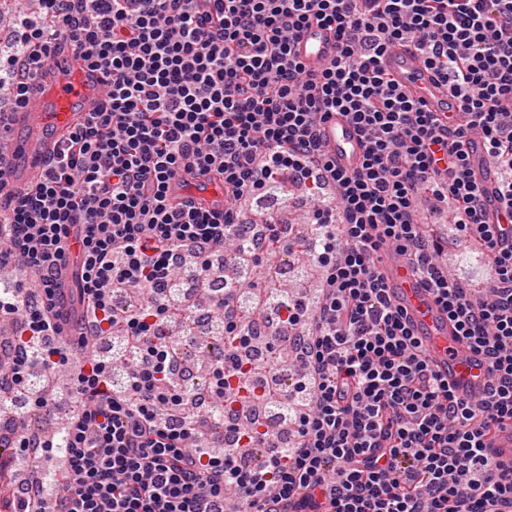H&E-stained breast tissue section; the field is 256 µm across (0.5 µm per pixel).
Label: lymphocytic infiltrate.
Returning a JSON list of instances; mask_svg holds the SVG:
<instances>
[{
  "label": "lymphocytic infiltrate",
  "instance_id": "lymphocytic-infiltrate-1",
  "mask_svg": "<svg viewBox=\"0 0 512 512\" xmlns=\"http://www.w3.org/2000/svg\"><path fill=\"white\" fill-rule=\"evenodd\" d=\"M21 19L17 47L0 50L10 109L29 106L35 81L65 49L101 71L105 100L43 164L26 191L7 190L0 155V265H21L35 288L0 292V321L18 342L0 349V439L18 454L32 445L13 430L14 397L54 407L31 391L30 366L50 370L84 357L72 377L82 406L60 448L65 512H512V459L486 438L512 423V223L484 219L482 190L463 149L480 135L498 171V200L512 215V0H38ZM334 29L336 56L310 71L295 43L310 23ZM408 42L459 98L467 122L444 124L386 77L382 57ZM346 115L366 140L346 174L321 148L319 131ZM214 174L224 209L170 202L179 171ZM292 177L310 195L334 187L335 203L312 213L315 237L283 241L279 224L243 223L241 199ZM450 206L461 238L485 249L492 279L475 296L437 261L424 197ZM81 242L70 272L71 239ZM272 270L298 250L317 272L316 306L255 298L250 313L225 309L237 280L212 290L228 243ZM409 260L456 321L490 379L477 400L458 398L429 365L377 266L385 250ZM190 270L206 307L176 305L175 274ZM144 294L116 309L117 289ZM283 305L303 370L292 393L258 390L249 356L253 318ZM224 317V358L209 370L213 402L200 408L180 381L183 346L172 323ZM260 399L293 432L261 468L241 449L263 442L259 423L215 453L199 445V418Z\"/></svg>",
  "mask_w": 512,
  "mask_h": 512
}]
</instances>
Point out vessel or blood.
Instances as JSON below:
<instances>
[{
    "label": "vessel or blood",
    "instance_id": "b4317fda",
    "mask_svg": "<svg viewBox=\"0 0 512 512\" xmlns=\"http://www.w3.org/2000/svg\"><path fill=\"white\" fill-rule=\"evenodd\" d=\"M336 48L334 31L317 23L305 28L296 43L300 60L311 69L334 58ZM65 65L62 73L49 70L42 95L29 111L17 115L25 145L13 147L8 154V181L12 187L23 188L39 173L45 161L55 156L69 133L102 98L98 71L71 52L65 55ZM383 67L407 97L422 101L438 117L464 121L465 116L448 85L425 66L421 55L412 47L403 44L391 48ZM320 138L338 169L350 172L359 166L364 154L363 139L346 116L333 115L322 125ZM465 151L469 168L484 193L487 222L505 223L507 215L495 199L496 170L488 160L483 139L471 136ZM170 198L199 209L220 211L224 208V187L211 177L191 173L184 184L172 188ZM378 266L392 302L404 310L415 335L424 342L431 367L447 377L460 398L482 397L488 384L484 359L459 336L446 309L412 272L405 257L388 250L380 254Z\"/></svg>",
    "mask_w": 512,
    "mask_h": 512
}]
</instances>
